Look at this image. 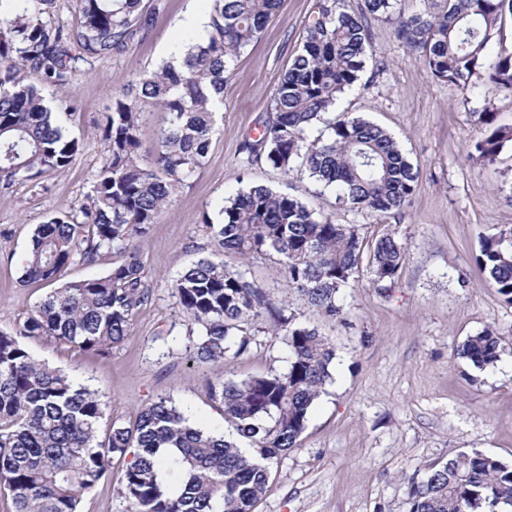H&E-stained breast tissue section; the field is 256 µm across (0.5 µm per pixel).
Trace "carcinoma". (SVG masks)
I'll list each match as a JSON object with an SVG mask.
<instances>
[{"label": "carcinoma", "mask_w": 512, "mask_h": 512, "mask_svg": "<svg viewBox=\"0 0 512 512\" xmlns=\"http://www.w3.org/2000/svg\"><path fill=\"white\" fill-rule=\"evenodd\" d=\"M57 2L0 0L1 186L72 163L80 144L64 133L61 119L77 103L60 91L150 27L141 0H82L76 30L60 19ZM281 2L212 0L207 35L183 40L188 51L180 66L167 62L113 97L102 124L103 161L86 201L49 214L32 235L23 283L54 284L77 256L88 264L112 253L123 258L104 276L52 289L13 333L0 332V488L11 512H80L112 458L129 454L122 494L137 512H255L272 462L298 446L336 359L330 337L288 312V294L344 326L338 293L351 279L365 272L372 285L386 288L401 274L406 247L393 231L370 240L360 225L339 224L262 184L221 201V223L212 225L221 250L184 269L172 288L199 326L191 355L198 363L221 367L248 354L265 317L267 330L284 337L287 371L207 382L209 398L249 441V454L233 439L190 423L165 397L145 406L134 428L114 424L101 440L105 411L98 393L36 359L24 344L47 336L106 358L125 339L133 311L148 299L139 242L204 168L226 73ZM398 2L358 0L353 9L348 0H316L302 47L277 80L262 133L240 144L244 170L263 161L286 177L306 172L318 188L335 190L342 205L380 217L409 206L419 170L387 129L347 112L328 125L327 138L312 140L309 133L360 79L370 18L393 23L433 78L466 89L482 68L491 83L512 93V45L501 39L512 0H444L442 9L430 2L408 16L395 8ZM148 112H162L166 121L145 163L140 130ZM479 123L473 149L492 164L512 141V125L498 124L497 113L487 111ZM259 256L282 268L283 295L251 275ZM475 262L512 304V227L482 237ZM502 353L501 338L488 327L457 347L458 357L479 372L495 367ZM162 465L185 473L180 490L158 480ZM508 507L512 462L476 448L424 465L407 497V512Z\"/></svg>", "instance_id": "carcinoma-1"}]
</instances>
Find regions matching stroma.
I'll return each instance as SVG.
<instances>
[{"mask_svg":"<svg viewBox=\"0 0 512 512\" xmlns=\"http://www.w3.org/2000/svg\"><path fill=\"white\" fill-rule=\"evenodd\" d=\"M313 3L283 0L228 74L205 167L140 244L149 300L134 312L123 342L106 358L45 337L25 344L38 359L98 389L107 422L133 425L142 408L169 397L195 425L228 435L232 428L205 389L216 370L191 360V324L171 288L181 271L216 250L210 226L219 220L218 202L260 183L308 198L338 223L392 230L406 246L401 275L387 292L364 276L340 291L350 324L331 331L334 380L312 408L297 448L273 464L256 512H406L407 479L423 463L470 448L512 462V354L485 372L456 355L466 336L487 327L512 343V305L473 261L480 236L512 226L506 201L512 195V142L490 166L467 153L481 132L478 112L495 111L500 123L512 124V95L481 70L471 78L477 86L472 93L433 79L393 25L373 19L365 70L337 109L396 136L420 170L411 206L379 217L342 207L334 192L315 194L308 178H287L263 163L243 171L240 144L267 118L273 89L301 46ZM187 5L142 0L152 17L148 35L94 70L77 73L65 89L80 104L64 120L80 143L72 164L37 185L0 188V331L15 330L47 295L48 285L20 281L33 232L50 211L90 192L103 159V112L120 88L156 68L164 49L179 42ZM287 368L286 345L261 333L250 354L224 371L241 379ZM124 467L113 460L81 512H132L120 492Z\"/></svg>","mask_w":512,"mask_h":512,"instance_id":"stroma-1","label":"stroma"}]
</instances>
